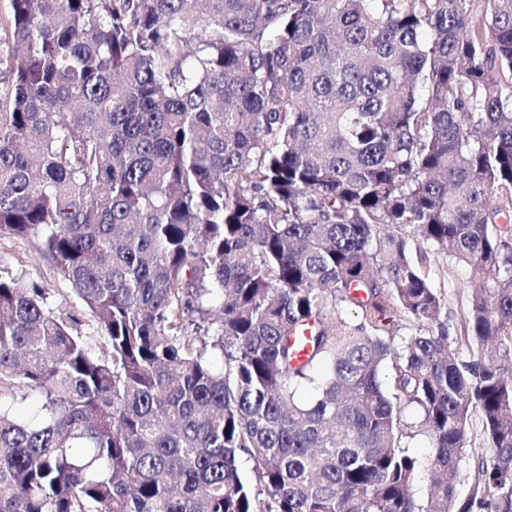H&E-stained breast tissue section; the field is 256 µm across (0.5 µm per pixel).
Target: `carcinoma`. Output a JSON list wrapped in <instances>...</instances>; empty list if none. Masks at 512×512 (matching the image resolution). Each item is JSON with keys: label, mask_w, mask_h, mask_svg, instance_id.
I'll use <instances>...</instances> for the list:
<instances>
[{"label": "carcinoma", "mask_w": 512, "mask_h": 512, "mask_svg": "<svg viewBox=\"0 0 512 512\" xmlns=\"http://www.w3.org/2000/svg\"><path fill=\"white\" fill-rule=\"evenodd\" d=\"M0 26V239L80 304L0 276V512H512V0ZM440 256L475 272L471 358Z\"/></svg>", "instance_id": "1"}]
</instances>
